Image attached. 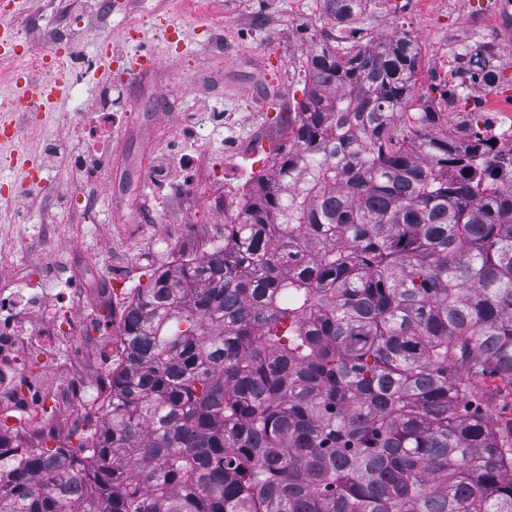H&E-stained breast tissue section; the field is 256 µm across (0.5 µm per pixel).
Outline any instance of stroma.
Here are the masks:
<instances>
[{
  "instance_id": "1",
  "label": "stroma",
  "mask_w": 512,
  "mask_h": 512,
  "mask_svg": "<svg viewBox=\"0 0 512 512\" xmlns=\"http://www.w3.org/2000/svg\"><path fill=\"white\" fill-rule=\"evenodd\" d=\"M109 0L100 11L95 0H27L14 20L29 54L46 48L45 34L61 28L64 7L80 15L66 31L68 64L73 83L66 99L46 118L22 124L21 148L43 157L47 145L84 136L83 111L95 106L104 92L118 101L121 114L113 120L103 142L110 167L102 173L111 195L95 197L93 211H84L49 197L43 191L21 193L20 174L0 167V185L17 191L11 205L0 207V290L26 282L31 271L68 282L84 278L89 269L117 273L138 283L143 273L169 263L166 252L154 248L155 225H165L171 239L193 233L207 223L211 202L233 197L242 181L251 178L246 156L233 152L234 142L268 139L272 147L287 144V132L265 126V113L295 111L303 99V59L313 34L330 27L323 0ZM485 0H370L363 13L343 27L337 42L375 40L406 31L421 47V62L408 112L431 102L440 121L451 126L453 115L467 109L477 89L463 84L448 89V46L460 41L482 44L474 17ZM173 24L190 34L215 29L210 43L187 44L181 53L168 51L156 39L158 27ZM138 27L143 41L127 40L128 28ZM114 54H148L154 66L131 77L127 87L112 86L110 77L92 66L104 38ZM207 123L210 141L188 149L195 181L186 191L182 178H153L152 169L168 144L184 142L183 127ZM224 158L223 184L210 181L211 162ZM99 334L85 337L81 348L67 342L52 344L57 361L53 381L69 376V363L81 357L88 376L77 410L97 408L99 379L107 370ZM501 434L512 433V385L490 378L475 401Z\"/></svg>"
}]
</instances>
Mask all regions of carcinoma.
<instances>
[{
	"label": "carcinoma",
	"instance_id": "carcinoma-1",
	"mask_svg": "<svg viewBox=\"0 0 512 512\" xmlns=\"http://www.w3.org/2000/svg\"><path fill=\"white\" fill-rule=\"evenodd\" d=\"M420 61L404 31L311 38L224 246L136 289L103 421L0 436V512H512V437L465 404L512 384V153L403 121Z\"/></svg>",
	"mask_w": 512,
	"mask_h": 512
}]
</instances>
